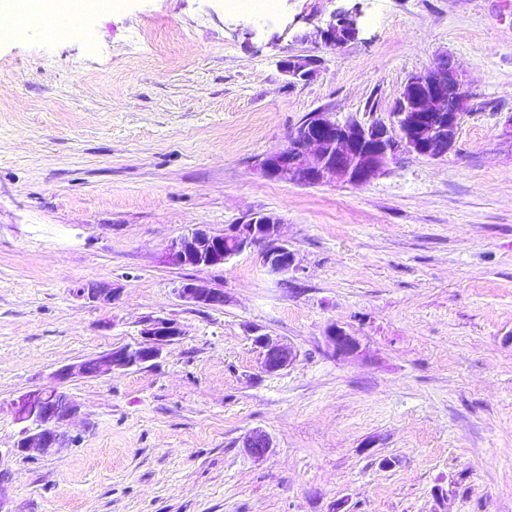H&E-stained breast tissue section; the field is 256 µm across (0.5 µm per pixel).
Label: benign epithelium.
<instances>
[{
	"label": "benign epithelium",
	"instance_id": "7a95c632",
	"mask_svg": "<svg viewBox=\"0 0 512 512\" xmlns=\"http://www.w3.org/2000/svg\"><path fill=\"white\" fill-rule=\"evenodd\" d=\"M346 12L347 7H338L327 22L315 26V40L321 48L336 51L359 39L357 8L351 11L352 25L345 29L346 35H339L336 20ZM323 64L322 56L294 55L281 60L280 68L289 79L298 81L308 79ZM469 106L470 93L465 80L451 60L442 56L405 83L390 109L395 130H389L382 122H340L330 112H317L311 122L290 134L285 148L260 159L257 169L268 179L301 186L336 182L362 185L385 173L402 153L431 158L447 155L456 142L460 122ZM283 225V219L273 213L254 215L222 234L200 224L169 244L163 262L175 267L216 269L224 266L229 256L224 244L233 245L239 253L263 243L266 249L262 258L267 269L276 275L293 274L299 266L295 253L283 240ZM80 293L103 304L113 300L112 289L103 285L88 284ZM176 295L196 306H224V291L196 279L182 282ZM182 335L178 323L161 317L150 319L136 346L112 349L78 364L62 366L53 372L49 385L19 395L10 404L13 420L20 426L14 452L55 455L68 445L67 426L79 410L77 402L64 390L71 378L77 375L100 378L153 363L161 357L165 346ZM327 338L338 356L349 357L360 349L358 338L340 327L329 328ZM255 342L261 349L260 365L265 373L279 372L296 359L291 347L270 336L260 335ZM246 448L252 456L260 458L268 452L270 441L265 434L254 432L247 438Z\"/></svg>",
	"mask_w": 512,
	"mask_h": 512
}]
</instances>
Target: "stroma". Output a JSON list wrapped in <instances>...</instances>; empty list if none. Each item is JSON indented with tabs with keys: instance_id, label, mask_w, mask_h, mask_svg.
I'll use <instances>...</instances> for the list:
<instances>
[{
	"instance_id": "1",
	"label": "stroma",
	"mask_w": 512,
	"mask_h": 512,
	"mask_svg": "<svg viewBox=\"0 0 512 512\" xmlns=\"http://www.w3.org/2000/svg\"><path fill=\"white\" fill-rule=\"evenodd\" d=\"M362 33L309 80L306 16L333 0H102L85 36L0 42V493L12 512H512V0H360ZM294 37H283L285 27ZM448 56L473 97L444 157L361 186L263 177L311 112L388 121ZM281 216L298 272L263 245L164 265L196 225ZM223 290L203 308L190 279ZM116 291L112 304L82 286ZM182 336L156 364L66 385L57 455L13 453L7 405L60 366ZM337 326L357 354L336 356ZM295 362L260 367L256 335ZM271 442L253 457L252 432ZM325 62L324 57L318 55H294L281 60L280 68L290 80H307ZM176 295L183 302L196 306L215 308L224 304L223 290L209 288L204 282L196 279L183 281L176 289ZM327 338L336 356H352L359 351L361 346L356 336H352L344 329L336 326L329 328Z\"/></svg>"
}]
</instances>
